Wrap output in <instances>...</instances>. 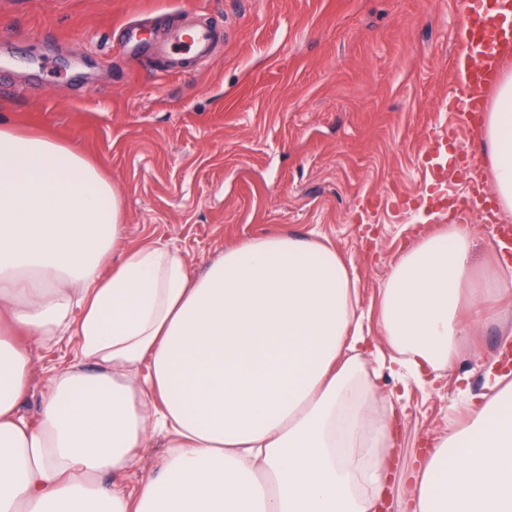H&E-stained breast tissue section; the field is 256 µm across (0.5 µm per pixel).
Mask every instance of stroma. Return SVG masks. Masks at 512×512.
I'll return each instance as SVG.
<instances>
[{
	"instance_id": "1",
	"label": "stroma",
	"mask_w": 512,
	"mask_h": 512,
	"mask_svg": "<svg viewBox=\"0 0 512 512\" xmlns=\"http://www.w3.org/2000/svg\"><path fill=\"white\" fill-rule=\"evenodd\" d=\"M458 0H0V122L77 146L123 202L128 244L178 249L190 275L224 248L315 235L352 265L375 316L393 264L445 224L477 227L474 258L499 250L478 210L421 207L435 186L416 159L448 125L442 106ZM151 15L149 41L182 16L226 34L207 60L172 68L127 48V22ZM492 324L434 384L377 380L393 403L390 483L448 423L459 389L484 390L503 344ZM72 344L37 345L20 406L36 420Z\"/></svg>"
}]
</instances>
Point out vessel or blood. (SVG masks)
Returning <instances> with one entry per match:
<instances>
[{"mask_svg":"<svg viewBox=\"0 0 512 512\" xmlns=\"http://www.w3.org/2000/svg\"><path fill=\"white\" fill-rule=\"evenodd\" d=\"M217 41L218 32L213 26H173L164 38L146 45L145 50L178 62L211 56ZM457 43L454 68L459 79L448 88V131L427 137L418 164L434 182L443 181L451 171L467 181L473 193L457 199V207L481 209L498 243L511 245L512 224L497 222L483 190L481 162L461 147L458 133L476 130L503 64L512 60V0H460Z\"/></svg>","mask_w":512,"mask_h":512,"instance_id":"obj_1","label":"vessel or blood"}]
</instances>
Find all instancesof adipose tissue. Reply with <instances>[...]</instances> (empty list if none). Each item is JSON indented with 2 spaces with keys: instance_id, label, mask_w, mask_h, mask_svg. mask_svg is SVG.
I'll use <instances>...</instances> for the list:
<instances>
[{
  "instance_id": "1",
  "label": "adipose tissue",
  "mask_w": 512,
  "mask_h": 512,
  "mask_svg": "<svg viewBox=\"0 0 512 512\" xmlns=\"http://www.w3.org/2000/svg\"><path fill=\"white\" fill-rule=\"evenodd\" d=\"M482 138L511 212V72ZM121 212L79 149L0 126V512H377L393 408L343 258L314 236H265L193 279L178 249L128 245ZM475 235L421 236L388 272L378 324L401 384L453 369L480 326L512 318L483 307L512 294V264L476 278ZM64 338L76 362L30 424L35 347ZM463 405L468 424L438 432L398 488L411 512H512V383L487 379ZM159 435L168 452L143 469Z\"/></svg>"
}]
</instances>
